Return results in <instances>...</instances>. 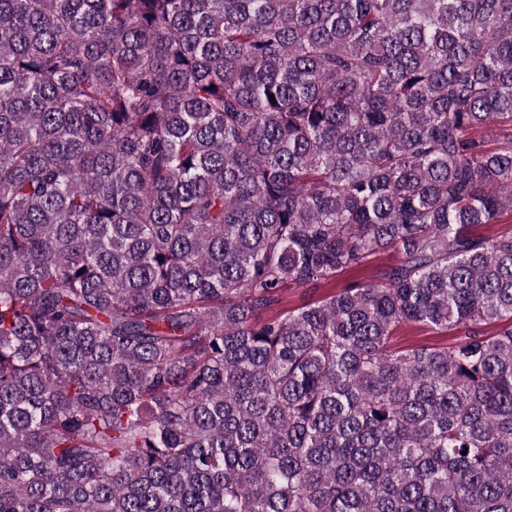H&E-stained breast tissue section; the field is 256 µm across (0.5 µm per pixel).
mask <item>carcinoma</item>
Masks as SVG:
<instances>
[{"label": "carcinoma", "instance_id": "obj_1", "mask_svg": "<svg viewBox=\"0 0 512 512\" xmlns=\"http://www.w3.org/2000/svg\"><path fill=\"white\" fill-rule=\"evenodd\" d=\"M506 210L512 0H0V512H512ZM399 256L394 253H387L373 258L366 268L359 272L346 273L339 276L331 286L318 288H293L288 287V291L283 296L282 309H288L299 306L308 301H316L334 291L341 289L345 285H364L372 282L389 265L396 263ZM336 288H333V287ZM451 342L449 335L437 334L421 324L409 323L396 329L391 344L396 350H406L420 345L441 346Z\"/></svg>", "mask_w": 512, "mask_h": 512}]
</instances>
